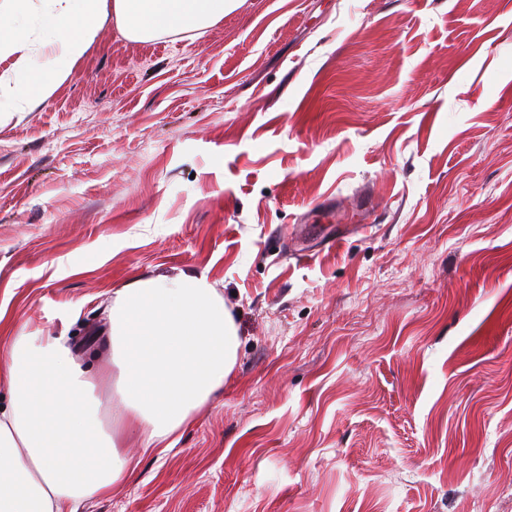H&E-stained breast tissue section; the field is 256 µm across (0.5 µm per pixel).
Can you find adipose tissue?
<instances>
[{"label": "adipose tissue", "instance_id": "ef3b65f1", "mask_svg": "<svg viewBox=\"0 0 512 512\" xmlns=\"http://www.w3.org/2000/svg\"><path fill=\"white\" fill-rule=\"evenodd\" d=\"M22 26L0 23V117L49 99L107 20L146 41L198 31L237 0H11ZM48 59L34 67V50ZM111 371L105 399L92 388L67 336L0 351V512H75L80 500L123 485L135 471L119 451L139 433L144 451L165 452L224 386L240 346L238 329L206 275H143L115 290L108 309Z\"/></svg>", "mask_w": 512, "mask_h": 512}]
</instances>
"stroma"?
<instances>
[{
    "instance_id": "35a3bbf8",
    "label": "stroma",
    "mask_w": 512,
    "mask_h": 512,
    "mask_svg": "<svg viewBox=\"0 0 512 512\" xmlns=\"http://www.w3.org/2000/svg\"><path fill=\"white\" fill-rule=\"evenodd\" d=\"M366 197L374 224L290 259ZM183 270L231 310L236 367L76 512H512V0L106 22L0 118V348L66 335L96 383L113 290Z\"/></svg>"
}]
</instances>
